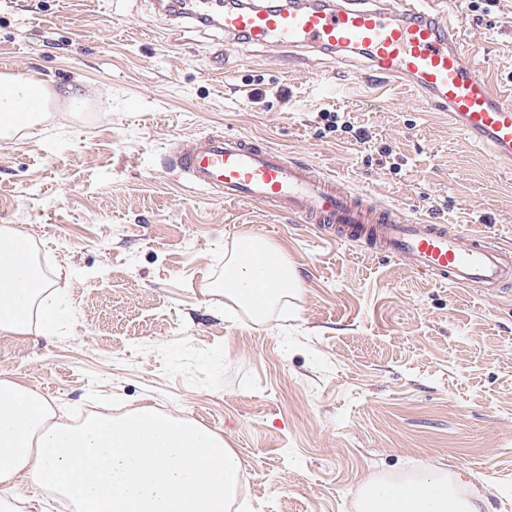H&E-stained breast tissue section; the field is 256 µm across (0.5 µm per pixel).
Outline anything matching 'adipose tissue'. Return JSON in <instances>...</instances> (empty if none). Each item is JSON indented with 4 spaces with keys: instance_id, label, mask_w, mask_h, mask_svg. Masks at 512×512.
<instances>
[{
    "instance_id": "1",
    "label": "adipose tissue",
    "mask_w": 512,
    "mask_h": 512,
    "mask_svg": "<svg viewBox=\"0 0 512 512\" xmlns=\"http://www.w3.org/2000/svg\"><path fill=\"white\" fill-rule=\"evenodd\" d=\"M34 102L20 112L18 97ZM50 92L37 77L0 73V134L35 126ZM272 252L262 236L241 234L225 256L224 296L231 311L265 320L297 286L279 258L273 288L254 286L249 258ZM49 289L32 270L26 242L0 226V330L24 332L35 302ZM35 390L0 376V501L26 487L74 498L79 512H224L240 491L241 463L218 433L144 405L120 418L98 416L73 427L49 420ZM378 512H480L477 500L458 497L444 476L424 473L408 484L375 482Z\"/></svg>"
}]
</instances>
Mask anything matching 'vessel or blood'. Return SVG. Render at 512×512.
<instances>
[{"instance_id":"obj_1","label":"vessel or blood","mask_w":512,"mask_h":512,"mask_svg":"<svg viewBox=\"0 0 512 512\" xmlns=\"http://www.w3.org/2000/svg\"><path fill=\"white\" fill-rule=\"evenodd\" d=\"M172 19L210 21L228 40L264 47L354 52L375 73L407 82L474 143H488L512 159V96L500 91L461 35L445 31L439 17L398 13L340 0H293L285 7L240 5L236 0H155ZM164 166L185 182L227 203L248 202L311 224L327 238L364 242L375 254L402 262L420 276L462 288L512 292V246L489 235L408 219L318 175L304 161L228 133H209L178 143ZM253 281L271 286L274 263L263 252L250 257Z\"/></svg>"}]
</instances>
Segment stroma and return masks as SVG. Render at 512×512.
Listing matches in <instances>:
<instances>
[{"label":"stroma","mask_w":512,"mask_h":512,"mask_svg":"<svg viewBox=\"0 0 512 512\" xmlns=\"http://www.w3.org/2000/svg\"><path fill=\"white\" fill-rule=\"evenodd\" d=\"M443 13L512 87V0H383ZM82 93L0 138V225L46 268L54 332L0 333V375L56 416L149 404L223 435L242 462L236 512H360L374 480L461 476L512 512V300L441 286L345 239L162 172L176 139H261L411 219L512 244V162L470 143L365 58L298 55L175 24L153 0H0V68ZM343 83L325 96L320 81ZM338 113L329 129L322 115ZM387 163H380L382 152ZM276 246L299 286L262 323L228 317L224 252Z\"/></svg>","instance_id":"obj_1"}]
</instances>
